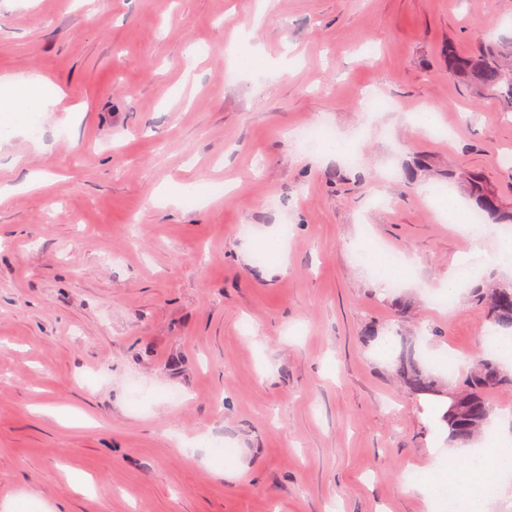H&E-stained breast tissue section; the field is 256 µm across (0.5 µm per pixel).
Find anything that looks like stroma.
Instances as JSON below:
<instances>
[{
  "instance_id": "1",
  "label": "stroma",
  "mask_w": 512,
  "mask_h": 512,
  "mask_svg": "<svg viewBox=\"0 0 512 512\" xmlns=\"http://www.w3.org/2000/svg\"><path fill=\"white\" fill-rule=\"evenodd\" d=\"M492 29L512 0H0V78L45 96L0 133V512H437L445 400L396 364L491 353L469 278L433 298L503 227L429 189L512 215V114L448 71ZM463 180L469 186V192L478 205L479 211L485 218L496 220V205L493 197L487 192L483 182L471 177L469 174L462 175ZM499 222V219L496 220Z\"/></svg>"
}]
</instances>
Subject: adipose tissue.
Here are the masks:
<instances>
[{
  "instance_id": "ef3b65f1",
  "label": "adipose tissue",
  "mask_w": 512,
  "mask_h": 512,
  "mask_svg": "<svg viewBox=\"0 0 512 512\" xmlns=\"http://www.w3.org/2000/svg\"><path fill=\"white\" fill-rule=\"evenodd\" d=\"M40 102V91L35 84L7 81L0 85V118L4 121H27ZM464 263L474 278L480 277L491 264L512 268V238L498 239L488 249L481 236H474ZM505 473H512L511 439L499 441L491 453L471 451L459 462L447 464L445 476L448 484L457 491V512H488L483 490L498 475Z\"/></svg>"
}]
</instances>
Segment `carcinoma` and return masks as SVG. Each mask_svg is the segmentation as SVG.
I'll return each instance as SVG.
<instances>
[{
    "mask_svg": "<svg viewBox=\"0 0 512 512\" xmlns=\"http://www.w3.org/2000/svg\"><path fill=\"white\" fill-rule=\"evenodd\" d=\"M512 44L488 40L476 51L463 57L456 46L448 44V69L470 78L483 90L494 95L504 112L512 114ZM469 192L485 217L496 219V205L483 182L468 174L462 175ZM477 303L487 309V315L495 331H512V281L501 282L490 288L474 290ZM400 377L408 384L435 395L441 393L439 385L427 378L413 358L398 360ZM508 375L497 362L483 357L459 380L451 404L443 413V422L448 427V444L467 442L481 434L489 424L494 405L487 397L491 390L508 384Z\"/></svg>",
    "mask_w": 512,
    "mask_h": 512,
    "instance_id": "obj_1",
    "label": "carcinoma"
}]
</instances>
